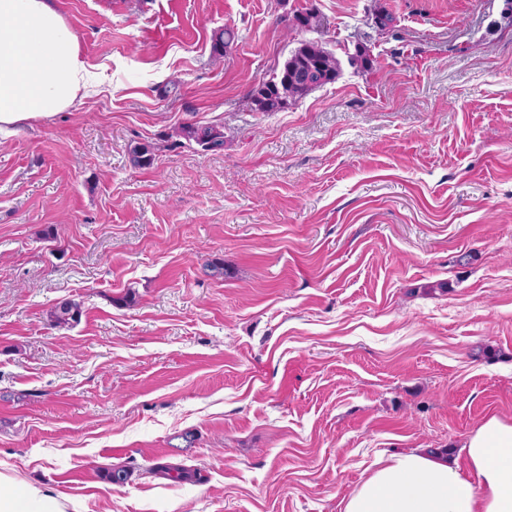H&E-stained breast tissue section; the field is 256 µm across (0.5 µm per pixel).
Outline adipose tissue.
I'll list each match as a JSON object with an SVG mask.
<instances>
[{
	"mask_svg": "<svg viewBox=\"0 0 512 512\" xmlns=\"http://www.w3.org/2000/svg\"><path fill=\"white\" fill-rule=\"evenodd\" d=\"M92 80L51 0H0V135L73 106ZM461 460L419 448L381 456L344 512H512V422L486 419ZM0 512H67L37 484L0 473Z\"/></svg>",
	"mask_w": 512,
	"mask_h": 512,
	"instance_id": "adipose-tissue-1",
	"label": "adipose tissue"
}]
</instances>
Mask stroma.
Returning <instances> with one entry per match:
<instances>
[{
  "label": "stroma",
  "mask_w": 512,
  "mask_h": 512,
  "mask_svg": "<svg viewBox=\"0 0 512 512\" xmlns=\"http://www.w3.org/2000/svg\"><path fill=\"white\" fill-rule=\"evenodd\" d=\"M54 2L100 84L0 136V472L76 512H343L379 456L512 420V0ZM303 8L373 68L251 111ZM177 136L183 138L189 145L195 143L206 151L218 152L224 149L223 125L184 124ZM52 326L71 328L78 324L83 315L82 303L75 299H64L54 305L48 313Z\"/></svg>",
  "instance_id": "stroma-1"
}]
</instances>
